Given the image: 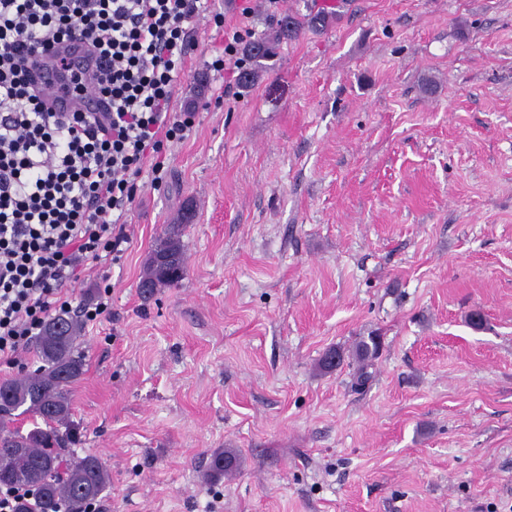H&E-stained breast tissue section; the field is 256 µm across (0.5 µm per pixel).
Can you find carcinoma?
<instances>
[{"label": "carcinoma", "mask_w": 512, "mask_h": 512, "mask_svg": "<svg viewBox=\"0 0 512 512\" xmlns=\"http://www.w3.org/2000/svg\"><path fill=\"white\" fill-rule=\"evenodd\" d=\"M332 21L328 14L307 16L285 15L279 30L272 36H261L243 48L252 68L241 73L242 85L248 87L266 69L264 61L274 57L280 41L292 38L304 27L326 28ZM185 262L178 235L164 237L149 259L141 287L153 291L172 286L183 279ZM81 325L70 315L53 317L43 335L36 338V354L40 369L18 381L0 385V485L24 486L31 496L20 500L16 512H85L89 495L101 497L107 490L109 477L101 459L94 454L83 456L61 453L63 435L58 425L70 412L69 387L83 372V357L77 350ZM380 349L378 337L359 341L355 357L361 364L374 359ZM32 414L43 421L23 434L11 428L15 412ZM238 461L231 452L218 453L213 471L231 472Z\"/></svg>", "instance_id": "carcinoma-1"}]
</instances>
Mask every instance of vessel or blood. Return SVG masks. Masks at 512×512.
I'll use <instances>...</instances> for the list:
<instances>
[{"mask_svg": "<svg viewBox=\"0 0 512 512\" xmlns=\"http://www.w3.org/2000/svg\"><path fill=\"white\" fill-rule=\"evenodd\" d=\"M60 57L67 58L73 71L82 77L85 85L82 93H75L69 84L68 75L59 72L56 60ZM98 65L97 56L89 54L84 46L77 43L58 44L42 58L33 70L32 77L36 85L47 94L55 111L70 112L78 108L100 111L105 104L92 91Z\"/></svg>", "mask_w": 512, "mask_h": 512, "instance_id": "b4317fda", "label": "vessel or blood"}]
</instances>
